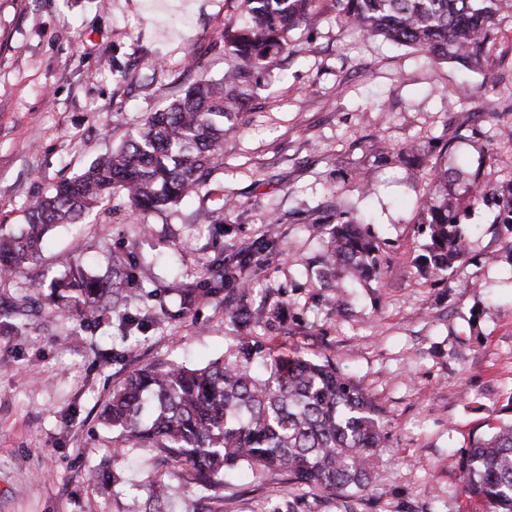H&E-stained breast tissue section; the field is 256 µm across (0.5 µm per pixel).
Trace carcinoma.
Returning a JSON list of instances; mask_svg holds the SVG:
<instances>
[{"instance_id":"1","label":"carcinoma","mask_w":512,"mask_h":512,"mask_svg":"<svg viewBox=\"0 0 512 512\" xmlns=\"http://www.w3.org/2000/svg\"><path fill=\"white\" fill-rule=\"evenodd\" d=\"M317 0H238L240 20L220 39L230 65L217 79H201L175 101L154 112L116 148L58 182L27 212L17 232H0V280L39 259L46 234L58 224H77L101 209L119 190L139 212L162 214L189 198L207 197L223 164L224 135L251 97L257 76H284L290 35ZM367 36L423 53L431 63L448 57L470 66L484 61L495 39V21L512 12V0H336ZM451 143L434 146L427 164L431 193L421 203L419 229L426 238L417 258L421 276L448 280L470 249L467 212L495 207V223L512 234V177L496 184L470 174L465 209L448 197V167L442 158ZM323 249L310 260L318 287L359 283L380 268L381 242L347 210L324 215ZM276 248L269 235L244 245L207 270V287L177 283L180 305L221 292L238 300L229 316L253 318L246 301L244 271ZM131 261L112 253V279L102 280L76 263L50 284L56 311L99 317L127 305ZM105 420L125 445L156 448L189 470L203 489L241 466L278 471L293 481L345 502L371 484L385 447L381 411L352 377L331 360L293 353L287 357L242 340L227 359L202 368L177 363L146 365L112 392ZM464 491L480 499L485 512H512V422L476 441L461 462Z\"/></svg>"}]
</instances>
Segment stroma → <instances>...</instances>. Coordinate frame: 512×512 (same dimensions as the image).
<instances>
[{
  "mask_svg": "<svg viewBox=\"0 0 512 512\" xmlns=\"http://www.w3.org/2000/svg\"><path fill=\"white\" fill-rule=\"evenodd\" d=\"M237 16V0H0V225L22 224L55 183L188 85L222 76L219 35ZM293 40L287 78L264 80L225 136L209 197L157 215L113 196L57 227L40 263L0 282L8 308L32 281L78 261L106 277L119 250L131 254L137 295L95 320L50 306L20 331L0 319V512H345L333 496L246 468L208 491L180 471L159 502L151 486L171 463L154 448L116 451L119 434L101 412L132 371L200 367L244 336L336 362L380 407L387 446L356 512H484L462 490L460 462L512 420V263L503 258L512 236L492 210H476L469 261L447 284H426L415 259L428 169L396 151L442 138L455 147L449 167L492 183L512 169V148L497 136L512 124V16L499 20L476 72L361 36L335 0H317ZM377 144L392 149L387 161ZM228 201L223 227L194 223L198 207ZM345 203L391 251L382 279L347 286L339 312L321 304L306 260L325 238L318 218ZM272 226L278 245L249 274L251 307L288 305L283 324L230 323L221 297L179 313L172 279L198 282L203 267ZM490 253L497 263H485ZM91 468L108 483H88Z\"/></svg>",
  "mask_w": 512,
  "mask_h": 512,
  "instance_id": "35a3bbf8",
  "label": "stroma"
}]
</instances>
